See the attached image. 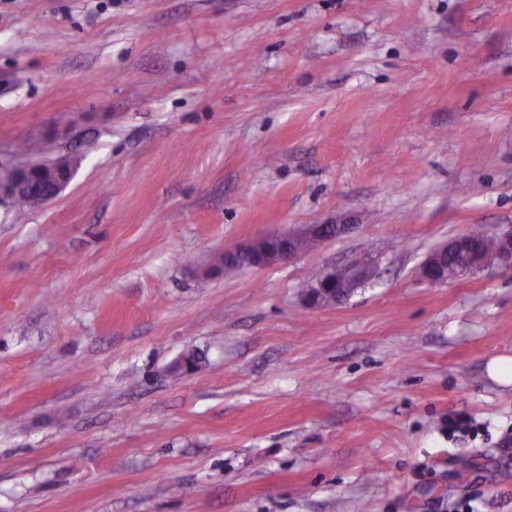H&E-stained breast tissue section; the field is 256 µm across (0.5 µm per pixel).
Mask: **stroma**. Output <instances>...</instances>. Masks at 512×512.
<instances>
[{"mask_svg":"<svg viewBox=\"0 0 512 512\" xmlns=\"http://www.w3.org/2000/svg\"><path fill=\"white\" fill-rule=\"evenodd\" d=\"M48 138L70 183L0 202V512H512V268L418 276L512 225V0H0V165ZM306 224L348 230L198 276ZM374 260L366 257L341 269L325 270L313 280L303 300L311 308L334 306L346 301L355 288L373 276Z\"/></svg>","mask_w":512,"mask_h":512,"instance_id":"35a3bbf8","label":"stroma"}]
</instances>
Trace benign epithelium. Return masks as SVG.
<instances>
[{
  "mask_svg": "<svg viewBox=\"0 0 512 512\" xmlns=\"http://www.w3.org/2000/svg\"><path fill=\"white\" fill-rule=\"evenodd\" d=\"M73 169L56 160L0 170V201L11 198L27 186L39 192L35 202L43 205L71 180ZM328 224L304 225L294 231L278 232L257 238L249 243L253 251L248 268H261L286 263L303 251L307 240H326ZM495 243L492 250L480 251L470 245L469 236L461 234L433 249L419 267L421 280L431 284L448 281L444 269L446 258L452 256L458 264L456 275L474 274L494 265L512 266V225L490 234ZM374 260L366 257L345 268H330L313 280L303 300L311 308L334 306L346 301L355 288L373 276Z\"/></svg>",
  "mask_w": 512,
  "mask_h": 512,
  "instance_id": "7a95c632",
  "label": "benign epithelium"
}]
</instances>
